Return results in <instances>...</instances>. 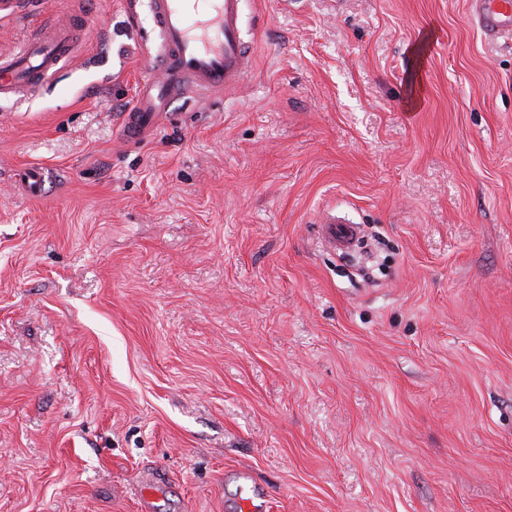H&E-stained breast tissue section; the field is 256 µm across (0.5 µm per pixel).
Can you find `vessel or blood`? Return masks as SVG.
Masks as SVG:
<instances>
[{
  "label": "vessel or blood",
  "mask_w": 512,
  "mask_h": 512,
  "mask_svg": "<svg viewBox=\"0 0 512 512\" xmlns=\"http://www.w3.org/2000/svg\"><path fill=\"white\" fill-rule=\"evenodd\" d=\"M242 0H151L155 31L163 52L154 76L141 83L136 102L123 120V135L135 141L159 112L185 88L217 92L240 84L252 51L240 35ZM475 17L486 36L512 35V0H472ZM71 30L47 23L9 57H0V100L35 95L58 72L72 52ZM325 236L336 249H350L358 228L328 217Z\"/></svg>",
  "instance_id": "b4317fda"
}]
</instances>
